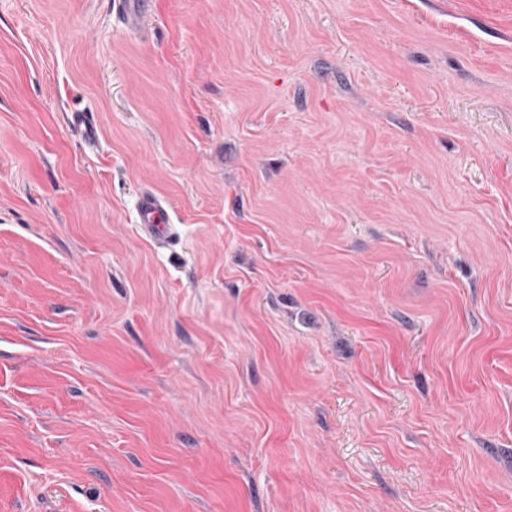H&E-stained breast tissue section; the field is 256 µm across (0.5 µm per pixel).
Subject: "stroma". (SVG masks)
<instances>
[{
  "label": "stroma",
  "instance_id": "stroma-1",
  "mask_svg": "<svg viewBox=\"0 0 512 512\" xmlns=\"http://www.w3.org/2000/svg\"><path fill=\"white\" fill-rule=\"evenodd\" d=\"M0 512H512V0H0ZM112 7V17L128 30L138 29L140 21L148 14L150 0H109ZM71 124L87 144L91 145L97 141L96 124L91 112H73ZM136 223L139 230L151 238L173 239L175 227L162 199L151 192H141L136 205Z\"/></svg>",
  "mask_w": 512,
  "mask_h": 512
}]
</instances>
